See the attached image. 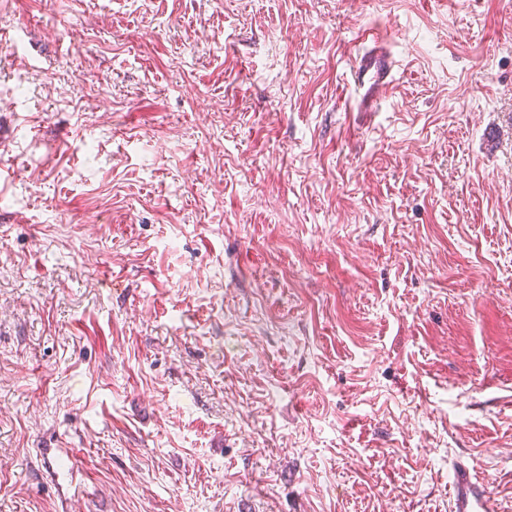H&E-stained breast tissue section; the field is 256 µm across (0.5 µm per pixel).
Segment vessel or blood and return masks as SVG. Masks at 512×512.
Wrapping results in <instances>:
<instances>
[{"mask_svg":"<svg viewBox=\"0 0 512 512\" xmlns=\"http://www.w3.org/2000/svg\"><path fill=\"white\" fill-rule=\"evenodd\" d=\"M394 67V59L381 45H372L358 53L351 77L359 111H378L394 81ZM451 487L449 512H501L500 503L467 461H455Z\"/></svg>","mask_w":512,"mask_h":512,"instance_id":"vessel-or-blood-1","label":"vessel or blood"}]
</instances>
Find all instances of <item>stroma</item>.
Returning a JSON list of instances; mask_svg holds the SVG:
<instances>
[{"mask_svg": "<svg viewBox=\"0 0 512 512\" xmlns=\"http://www.w3.org/2000/svg\"><path fill=\"white\" fill-rule=\"evenodd\" d=\"M3 101L0 512L512 505V0H0ZM372 35L373 45L359 52L351 69L358 112H377L394 82L395 61ZM449 512H500V503L490 494L473 467L463 459L453 465Z\"/></svg>", "mask_w": 512, "mask_h": 512, "instance_id": "stroma-1", "label": "stroma"}]
</instances>
